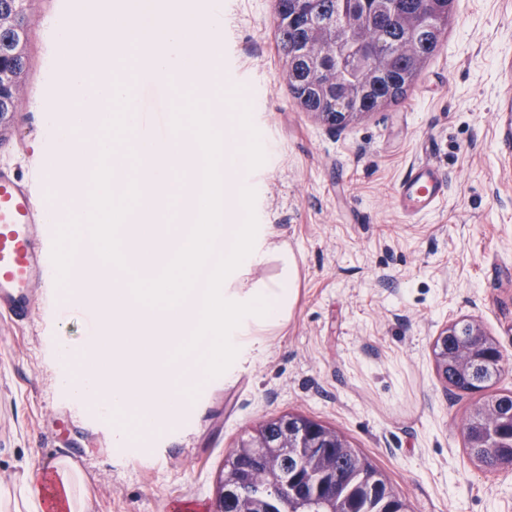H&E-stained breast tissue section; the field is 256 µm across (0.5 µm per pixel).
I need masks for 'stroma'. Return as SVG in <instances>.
Returning a JSON list of instances; mask_svg holds the SVG:
<instances>
[{"label":"stroma","mask_w":512,"mask_h":512,"mask_svg":"<svg viewBox=\"0 0 512 512\" xmlns=\"http://www.w3.org/2000/svg\"><path fill=\"white\" fill-rule=\"evenodd\" d=\"M220 48L248 73L251 119L273 150L259 190L276 244L297 265L292 313L231 381L202 378L183 424L115 448L112 429L57 382L56 346L89 339L86 309L62 312L51 284L23 323L0 316V489L25 465L78 456L89 512H215L239 437L287 414L362 451L407 512H512V466L474 462L462 423L478 401L439 378L432 355L450 323H478L512 391V112L499 68L512 58V0H454L443 47L405 100L332 129L288 93L275 49V0H224ZM50 31L30 29L23 104L0 125V164L41 167L51 142L40 106L60 65ZM445 172L448 195L413 219L393 193L408 166Z\"/></svg>","instance_id":"1"}]
</instances>
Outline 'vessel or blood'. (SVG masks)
I'll use <instances>...</instances> for the list:
<instances>
[{
  "label": "vessel or blood",
  "mask_w": 512,
  "mask_h": 512,
  "mask_svg": "<svg viewBox=\"0 0 512 512\" xmlns=\"http://www.w3.org/2000/svg\"><path fill=\"white\" fill-rule=\"evenodd\" d=\"M43 178L37 169L23 175L0 166V312L20 321L31 312L32 288L46 284L55 271L50 248L33 234L46 208L37 193ZM447 193L446 176L418 164L398 183L395 202L405 214L417 216L434 210Z\"/></svg>",
  "instance_id": "1"
}]
</instances>
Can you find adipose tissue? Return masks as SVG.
<instances>
[{
    "label": "adipose tissue",
    "instance_id": "adipose-tissue-1",
    "mask_svg": "<svg viewBox=\"0 0 512 512\" xmlns=\"http://www.w3.org/2000/svg\"><path fill=\"white\" fill-rule=\"evenodd\" d=\"M82 477L64 462L42 474L26 468L14 492L0 494V512H85Z\"/></svg>",
    "mask_w": 512,
    "mask_h": 512
}]
</instances>
